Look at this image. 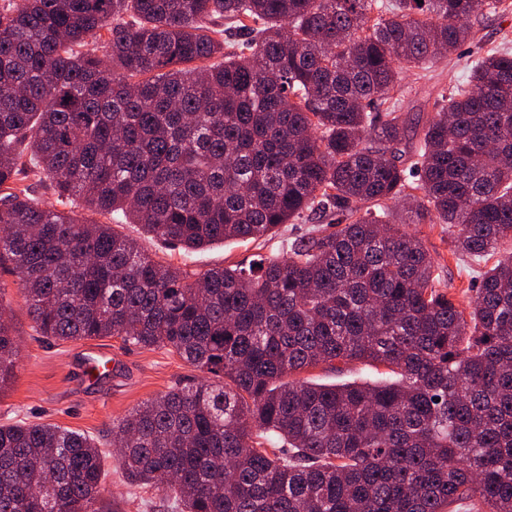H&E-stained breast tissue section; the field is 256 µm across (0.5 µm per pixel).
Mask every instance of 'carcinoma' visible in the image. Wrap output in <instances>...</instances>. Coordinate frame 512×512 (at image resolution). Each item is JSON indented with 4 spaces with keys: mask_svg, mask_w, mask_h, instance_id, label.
<instances>
[{
    "mask_svg": "<svg viewBox=\"0 0 512 512\" xmlns=\"http://www.w3.org/2000/svg\"><path fill=\"white\" fill-rule=\"evenodd\" d=\"M508 0H7L0 265L39 334L169 347L203 373L112 424L118 462L175 512H512V51L472 55L421 136L394 91ZM222 18L242 40L207 34ZM107 33L105 52L86 49ZM48 180L83 222L16 183ZM499 255L471 310L422 242ZM331 216L288 256L188 279L115 231L196 249ZM0 294V393L19 369ZM335 361L393 382L287 380ZM284 449L271 454L264 444ZM102 451L0 426V512H99Z\"/></svg>",
    "mask_w": 512,
    "mask_h": 512,
    "instance_id": "obj_1",
    "label": "carcinoma"
}]
</instances>
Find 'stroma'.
<instances>
[{
    "label": "stroma",
    "instance_id": "stroma-1",
    "mask_svg": "<svg viewBox=\"0 0 512 512\" xmlns=\"http://www.w3.org/2000/svg\"><path fill=\"white\" fill-rule=\"evenodd\" d=\"M479 46L486 50L512 49V12L484 20L476 27L473 41L447 54L427 77L405 74L399 103L411 121L426 122L431 115L429 98L466 79L470 52ZM116 228L136 239L152 259L196 275L217 266L245 264L257 255L286 256L307 226L282 225L275 235L259 244L228 242L192 252L168 246L145 234L136 224L120 222ZM407 230L428 250L436 276L446 284L456 305L468 308L486 262L457 258L447 225L411 224ZM0 294L11 304L20 350L18 377L0 394V426L21 421L54 424L103 441L105 477L99 505L104 512H165L156 489L127 481L106 438L113 422L172 386L200 378V371L170 349L127 346L117 337L69 342L41 337L22 299L17 276L5 268L0 269ZM100 353L108 354L109 369L98 379H87L85 364L89 357ZM301 377L318 384L337 385L353 380L384 381L388 375L384 367L366 362H336L304 370Z\"/></svg>",
    "mask_w": 512,
    "mask_h": 512
}]
</instances>
